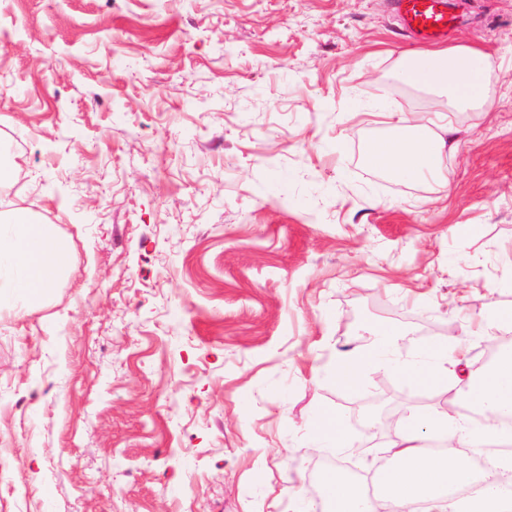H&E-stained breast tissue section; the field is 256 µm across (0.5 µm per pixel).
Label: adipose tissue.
Instances as JSON below:
<instances>
[{
    "label": "adipose tissue",
    "instance_id": "1",
    "mask_svg": "<svg viewBox=\"0 0 512 512\" xmlns=\"http://www.w3.org/2000/svg\"><path fill=\"white\" fill-rule=\"evenodd\" d=\"M419 57L422 69H404L406 81L424 89L446 91L449 105L458 110H491L483 87L482 51L470 46L445 47L422 51ZM446 146L445 138L436 133L423 141L389 138L375 144L370 156L389 170L434 175L445 163ZM70 271L71 255L55 225L35 222L22 213L0 222V293L6 291L25 301L37 300L67 278ZM398 336L394 329L373 330L368 345L339 358L337 384L344 388L358 386L367 374L385 367ZM431 355L429 369L442 388L456 392L462 405L489 412L491 418L475 429L452 411L430 409L409 415L390 448L396 464L381 474L390 491L392 512H408L416 501L425 503V512H457L448 499L450 488L474 480L468 461L452 455L442 458L428 451V431L446 435L456 448L512 441V435L493 420L497 414L512 415V357L475 369L458 356L455 346L444 341L434 344Z\"/></svg>",
    "mask_w": 512,
    "mask_h": 512
}]
</instances>
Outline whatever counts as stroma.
<instances>
[{
    "label": "stroma",
    "mask_w": 512,
    "mask_h": 512,
    "mask_svg": "<svg viewBox=\"0 0 512 512\" xmlns=\"http://www.w3.org/2000/svg\"><path fill=\"white\" fill-rule=\"evenodd\" d=\"M445 47L481 49L488 112L402 80L394 0H0V211L55 225L71 272L0 296V512H314L313 426L374 402L446 408L340 353L398 354L512 312V0H454ZM446 115L437 178L372 144ZM399 332L395 329L377 328L372 331V341L356 348L339 358L336 364V382L343 388L357 387L364 377L392 363L401 371L411 375L421 374L422 365L414 361H399L389 358L390 349L397 341Z\"/></svg>",
    "instance_id": "35a3bbf8"
}]
</instances>
